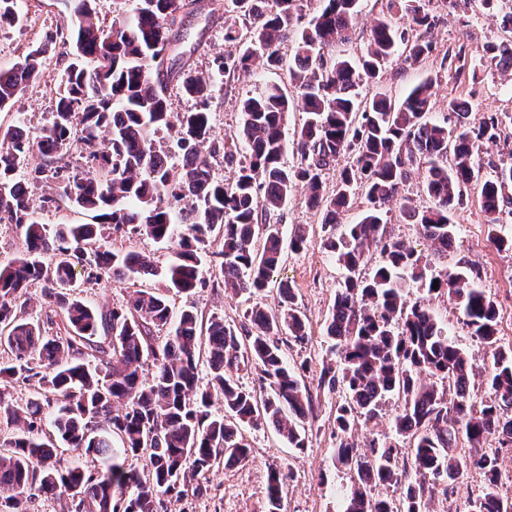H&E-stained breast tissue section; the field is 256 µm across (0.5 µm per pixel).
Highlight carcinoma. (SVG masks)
<instances>
[{"mask_svg": "<svg viewBox=\"0 0 512 512\" xmlns=\"http://www.w3.org/2000/svg\"><path fill=\"white\" fill-rule=\"evenodd\" d=\"M196 2L138 0L133 14L117 13L106 26L96 0H69L62 41L52 38L0 70L2 111L40 77L48 59L67 61L49 126L37 134L18 125L0 127V223L15 225L24 239V249L0 264V348L9 353L0 361V432L11 434L0 449V512H30L39 497L65 498L67 512H165L170 500L184 497L187 482L221 462L248 460L244 424H270L289 447H308L312 395L302 378L307 366L289 365L281 346L284 333L297 341L306 336L292 285L280 282L275 312L258 305L246 310L251 328L242 335L219 315L204 330L193 311L173 314L168 298L207 287L202 263L208 255L225 290L251 297L263 292L284 249L299 251L307 242L301 230L284 241L271 222L299 182L308 206L321 214L323 246L345 270L326 322L338 360L324 364L319 378V388L341 394L333 453L354 475L343 512H434L436 485L453 484L469 469L484 482L460 512H512V498L499 492V450L487 447L491 437L512 447V346L500 343L496 303L480 286L481 272L466 260L428 278L422 254L385 233L390 203L421 168L430 206L406 211L434 252L453 248L452 216L477 183L481 208L490 217V242L512 250V234L499 218L512 205V152L484 181L479 162L484 145L512 135V112H489L472 126L471 104L463 99L433 121L431 80L399 101L385 93L361 95L360 84L381 82L390 61L402 56L415 64L438 52L432 0H389L388 14L375 23L364 54L355 59L332 48L350 40L361 0H321L295 30L293 21L303 18L300 0H232L248 21L243 32L225 28L224 41L235 51L224 56V71L276 68L280 46L289 40L295 93L271 84L241 102L239 136L248 158L239 164L233 146H224V163L238 164L226 183L213 169L219 147L207 155L199 150L212 136L209 83L163 54L176 19ZM484 59L511 69L512 40L487 45ZM445 65L476 77L461 49L444 52ZM171 79L196 100L195 111L171 115ZM290 112L303 114L292 166L284 162ZM34 151L43 164L27 180L17 179ZM74 151L84 159L80 170L64 161ZM173 152L181 157L178 173L169 164ZM346 156L351 161L332 192H325L323 172ZM49 177L54 186L42 202L76 208L92 223L60 224L51 231L38 222L31 197ZM358 189L366 200L362 217L343 225L341 215ZM128 234L170 245L172 260L157 266L139 252H113L112 239ZM215 240L217 251L211 250ZM374 252L381 264L367 277L363 267ZM78 266L90 284L152 276L159 286L135 290L120 306L102 311L74 294ZM412 283L458 300L462 324L492 356L486 396L470 390L468 353L429 308L407 300ZM34 284L48 306L43 325L24 317ZM203 331L205 387L198 381ZM245 361L260 372L257 392L233 378ZM20 379L33 383L34 395L16 407L8 395ZM390 399L401 401L392 434L357 443L358 423L375 419ZM45 402L56 404L49 418ZM67 452L77 458L66 459ZM130 455L144 457L145 467H127ZM405 457L411 466H399ZM388 486L395 487L396 498L374 494ZM285 494V475L270 471L267 512H283Z\"/></svg>", "mask_w": 512, "mask_h": 512, "instance_id": "obj_1", "label": "carcinoma"}]
</instances>
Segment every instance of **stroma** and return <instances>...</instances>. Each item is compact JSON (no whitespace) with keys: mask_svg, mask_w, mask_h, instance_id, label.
<instances>
[{"mask_svg":"<svg viewBox=\"0 0 512 512\" xmlns=\"http://www.w3.org/2000/svg\"><path fill=\"white\" fill-rule=\"evenodd\" d=\"M199 3V11L184 15L181 25L172 29L170 40L176 52L181 53L182 64L209 79L208 109L213 138L229 143L238 136L239 104L243 99L271 83L290 88L285 64L290 57V47L281 46L284 64L279 68L224 74L218 68L221 58L230 50L224 41V26L237 20L238 14L230 0H199ZM432 8L441 17L433 32L439 49L461 47L469 59L477 61L482 58L487 43L512 38V33L492 24L479 0H460L453 10L441 0H434ZM16 11L17 22L0 26V69L13 67L28 51L67 26V14L57 0H16ZM62 74L61 64H47L39 80L17 95L10 110L0 112V124L18 123L32 129L48 126L61 89ZM425 79L436 82V103L431 119L439 120L447 115L451 101L458 97L471 103L469 121L474 126L486 113L512 112V72L505 74L485 66L474 80L456 87L435 57L415 65L399 59L389 62L382 83L368 87L367 92L372 95L381 91L398 99ZM478 194L477 188H470L468 206L453 216L458 231L448 255L440 256L431 251L419 226L412 224L401 206H392L386 232L391 239L421 250L427 257L430 272L453 266L461 257L479 268L482 286L499 308L501 341L508 344L512 343V252L497 250L490 243L488 217L480 208ZM276 220L284 235H291L299 226L305 227L307 232L305 248L286 252L277 277L295 288L306 323L305 340H287L282 349L291 365L307 367L303 380L312 393L315 406L313 418L307 421L308 446L303 451L288 447L277 432L266 425L243 427L244 439L251 450L249 460L216 465L202 480L200 488H188L184 498L169 503L168 512H266L264 487L267 475L273 469L290 476L283 512H341V493L350 486L352 475L337 465L332 456L336 446L334 414L339 397L320 390L318 383L323 363L336 357L325 324L336 290L344 279V270L323 248L320 215L306 205L303 189L295 190L288 206ZM204 275L212 280V287L188 297L171 296L173 312L187 308L194 310L203 323L218 314L223 316L225 323L237 327L243 321L245 309L251 305L258 304L272 312L278 308L276 283L269 284L264 294L250 300L226 292L222 283L216 282L212 268H205ZM157 286V281L147 276L121 282L105 279L97 284L80 283L78 293L92 306L108 310L121 305L133 290H151ZM408 299L429 306L447 327L449 335L468 352L475 372L471 389L474 394L484 395L483 379L490 365V353L473 341L459 323L456 299L430 295L418 285L410 288Z\"/></svg>","mask_w":512,"mask_h":512,"instance_id":"1","label":"stroma"}]
</instances>
